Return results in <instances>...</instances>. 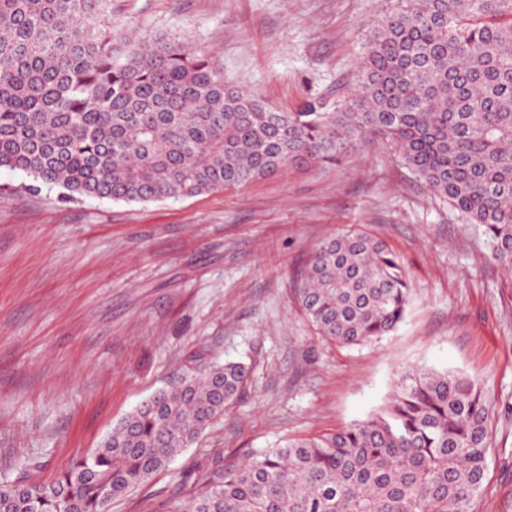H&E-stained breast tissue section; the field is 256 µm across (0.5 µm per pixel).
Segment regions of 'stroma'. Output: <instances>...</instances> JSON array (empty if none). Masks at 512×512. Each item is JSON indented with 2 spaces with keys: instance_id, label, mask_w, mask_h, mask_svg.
<instances>
[{
  "instance_id": "35a3bbf8",
  "label": "stroma",
  "mask_w": 512,
  "mask_h": 512,
  "mask_svg": "<svg viewBox=\"0 0 512 512\" xmlns=\"http://www.w3.org/2000/svg\"><path fill=\"white\" fill-rule=\"evenodd\" d=\"M386 0H113L117 23L184 37L226 83L278 112L352 87ZM0 168V482H48L128 413L214 362L249 369L239 398L165 470L106 512H169L199 477L291 439L346 429L403 368L480 380L491 408L472 512H512V269L486 237L369 137L338 165L150 203L26 192ZM359 230L398 257L404 320L380 343L321 336L294 294L317 245Z\"/></svg>"
}]
</instances>
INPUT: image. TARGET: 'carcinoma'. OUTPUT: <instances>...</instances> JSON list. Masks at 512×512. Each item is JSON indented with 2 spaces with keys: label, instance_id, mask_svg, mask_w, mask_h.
Returning a JSON list of instances; mask_svg holds the SVG:
<instances>
[{
  "label": "carcinoma",
  "instance_id": "cac0c4a2",
  "mask_svg": "<svg viewBox=\"0 0 512 512\" xmlns=\"http://www.w3.org/2000/svg\"><path fill=\"white\" fill-rule=\"evenodd\" d=\"M351 92L277 112L224 82L177 36L142 38L112 0H0V167L66 197L155 202L239 187L287 165L333 164L369 136L512 267V0H392L368 29ZM346 346L403 320L409 283L363 232L330 236L295 288ZM248 380L213 364L142 401L49 484H0V512H104L166 468ZM489 405L448 371H402L390 403L345 430L206 472L170 512H471L487 469Z\"/></svg>",
  "mask_w": 512,
  "mask_h": 512
}]
</instances>
